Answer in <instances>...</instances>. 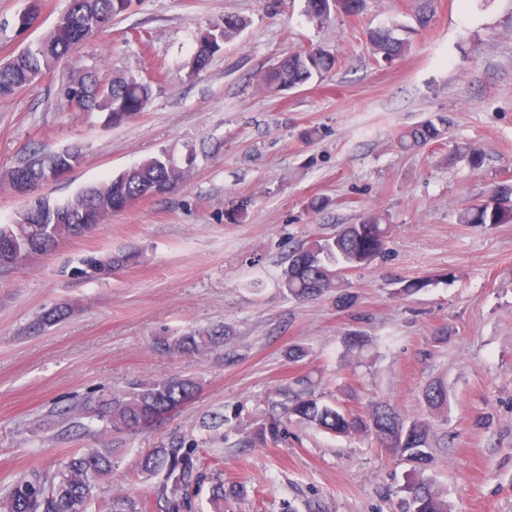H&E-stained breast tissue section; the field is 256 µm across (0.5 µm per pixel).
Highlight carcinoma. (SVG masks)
I'll return each mask as SVG.
<instances>
[{"instance_id": "carcinoma-1", "label": "carcinoma", "mask_w": 512, "mask_h": 512, "mask_svg": "<svg viewBox=\"0 0 512 512\" xmlns=\"http://www.w3.org/2000/svg\"><path fill=\"white\" fill-rule=\"evenodd\" d=\"M365 0H305L304 13L312 22L327 21L339 10L349 16L359 15ZM128 9V0H70L62 20L44 32L36 42L23 48L13 59L0 65V99L8 98L36 84L52 73L73 49L91 36L104 32L112 19ZM248 20L224 16V25L202 35L191 61L194 71L205 68L224 43L237 38ZM395 26L374 30L368 39L374 56L386 61L400 57L409 43L396 35ZM337 58L318 45L291 51L262 71L257 83L265 91L292 89L330 72ZM59 97L74 112H99L108 125H120L143 112L149 91L134 77L98 76L94 68L72 71L58 88ZM448 120L426 119L400 132L398 145L411 150L437 142L446 133ZM71 153L43 154L33 151L20 165L9 170L5 181L16 184L18 171L55 169L69 163ZM188 177V170L165 155L142 160L137 165L87 187L66 201L46 199L47 206L28 210L24 220L0 224V281L7 278L26 258L50 251L59 241L85 236L108 223L112 214L132 208L140 201L165 195L177 189ZM512 185L494 187L486 200L471 205L460 215L462 224L496 225L512 223ZM392 226L383 223L377 212L368 213L358 224L339 226L327 238H312L292 250L281 274V287L300 302L314 301L336 292L338 301L349 305L353 296L346 291L345 272L370 264L381 252ZM139 252L131 250L103 258L82 260L83 273L108 277L112 272L133 264ZM69 310L63 306L46 311L34 329L63 321ZM230 328L216 325L180 336H162L155 346L163 351L203 353L224 343ZM301 389H288V404L283 415L264 419L254 435L281 440L286 424L293 421L336 436L372 438L410 465L406 481L392 494L399 497L395 512H452L447 492L425 472L433 463L432 428L429 423L407 417L390 403L371 401L363 411L355 412L329 402L316 393L311 379L300 377ZM200 382L187 375H172L155 381H136L123 390L104 392L76 407L78 416L100 422L114 433H138L151 428L191 401ZM424 399L432 411L448 407V393L439 383L426 388ZM112 449L94 448L78 451L66 458L52 473L32 472L17 479L0 492V512H93L98 482L112 474ZM204 461L174 439L140 454L136 472L158 479L157 495L164 499L169 512H179L193 489L205 476ZM246 487L212 486L214 512H224V503L245 496ZM146 504L125 494L112 496L110 512H143Z\"/></svg>"}]
</instances>
